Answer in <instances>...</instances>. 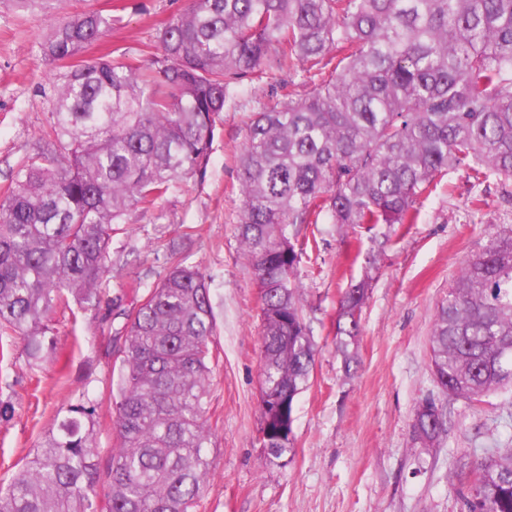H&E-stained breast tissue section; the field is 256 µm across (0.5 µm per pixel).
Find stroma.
I'll use <instances>...</instances> for the list:
<instances>
[{
	"instance_id": "35a3bbf8",
	"label": "stroma",
	"mask_w": 512,
	"mask_h": 512,
	"mask_svg": "<svg viewBox=\"0 0 512 512\" xmlns=\"http://www.w3.org/2000/svg\"><path fill=\"white\" fill-rule=\"evenodd\" d=\"M188 0H67L49 12L0 6V194L49 129L47 91L63 67L42 61L38 43L53 23L93 9L110 16L103 39L83 55L114 53L155 68L159 36ZM280 72L243 77L234 104L216 127L203 177L180 184L149 211L126 216L110 246L112 277L101 297L139 299L167 267L171 247L206 276L216 315L211 346L219 365L210 380L211 471L198 512H460V487L449 477L459 459L476 463L489 441L512 448V393L483 402L452 400V424L433 447L416 443L417 403L438 396L428 368V340L438 303L464 263L496 233L512 228V182L489 175L472 185L449 171L444 188L424 201L416 223L369 233L333 224L303 229L316 247L298 264L303 310L318 348L307 389L297 399L295 452L274 457L259 440L262 323L260 291L237 237L242 197L237 154L245 122L280 96ZM487 204L471 209L474 195ZM370 278L362 311L358 368L345 377L336 349L340 297L350 282ZM51 358L29 363L18 337L0 336V480L31 457L58 415L82 398L95 400V451L112 457L109 385L115 357L101 311L71 322H47Z\"/></svg>"
}]
</instances>
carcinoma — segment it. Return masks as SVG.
I'll list each match as a JSON object with an SVG mask.
<instances>
[{
	"instance_id": "1",
	"label": "carcinoma",
	"mask_w": 512,
	"mask_h": 512,
	"mask_svg": "<svg viewBox=\"0 0 512 512\" xmlns=\"http://www.w3.org/2000/svg\"><path fill=\"white\" fill-rule=\"evenodd\" d=\"M109 18L85 11L40 43L72 61ZM159 76L120 59L68 66L57 79L50 133L0 197V332L28 360L48 357L47 316L99 306L112 272V236L128 211L148 209L204 176L217 120L246 74L261 66L312 83L303 98L252 115L238 156V239L261 281V377L266 430L288 421L318 352L297 276L301 228L367 232L412 224L437 177L464 169L473 184L512 181V0H190L161 32ZM158 282L109 318L119 361L110 383L117 446L101 469L92 439L96 404L69 406L32 457L0 484V512H194L210 471L208 387L216 319L206 276L178 248ZM368 283L342 294L336 346L358 366ZM429 370L450 400L512 386V235H497L464 264L437 307ZM417 439L447 430L442 403L414 409ZM465 488L461 512H512V448H488L449 472Z\"/></svg>"
}]
</instances>
